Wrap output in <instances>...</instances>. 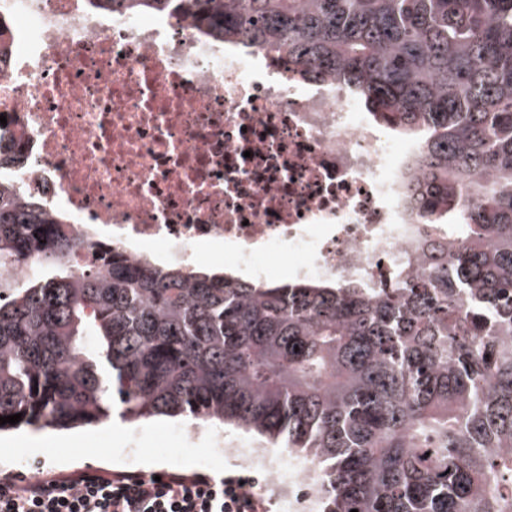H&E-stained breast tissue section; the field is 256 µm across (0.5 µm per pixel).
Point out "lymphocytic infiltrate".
<instances>
[{
	"label": "lymphocytic infiltrate",
	"instance_id": "f902f5d3",
	"mask_svg": "<svg viewBox=\"0 0 512 512\" xmlns=\"http://www.w3.org/2000/svg\"><path fill=\"white\" fill-rule=\"evenodd\" d=\"M0 512H269V502L229 476L83 471L1 478Z\"/></svg>",
	"mask_w": 512,
	"mask_h": 512
}]
</instances>
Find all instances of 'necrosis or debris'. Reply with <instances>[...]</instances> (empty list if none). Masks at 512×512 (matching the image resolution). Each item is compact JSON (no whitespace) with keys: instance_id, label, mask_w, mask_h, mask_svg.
I'll use <instances>...</instances> for the list:
<instances>
[{"instance_id":"necrosis-or-debris-1","label":"necrosis or debris","mask_w":512,"mask_h":512,"mask_svg":"<svg viewBox=\"0 0 512 512\" xmlns=\"http://www.w3.org/2000/svg\"><path fill=\"white\" fill-rule=\"evenodd\" d=\"M15 40L0 61V112L25 162L0 179L64 213L90 251L185 267L219 257L268 283L417 274L448 230L409 217L398 185L413 146L371 124L333 80L288 78L165 15L91 12L84 0H0ZM268 485L317 470L283 453Z\"/></svg>"}]
</instances>
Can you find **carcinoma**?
Segmentation results:
<instances>
[{"instance_id":"obj_1","label":"carcinoma","mask_w":512,"mask_h":512,"mask_svg":"<svg viewBox=\"0 0 512 512\" xmlns=\"http://www.w3.org/2000/svg\"><path fill=\"white\" fill-rule=\"evenodd\" d=\"M87 2L346 84L415 144L418 218L452 232L385 290L260 285L81 264L66 217L0 181V431L189 414L305 454L322 512H512V0Z\"/></svg>"}]
</instances>
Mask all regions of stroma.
Here are the masks:
<instances>
[{"instance_id":"obj_1","label":"stroma","mask_w":512,"mask_h":512,"mask_svg":"<svg viewBox=\"0 0 512 512\" xmlns=\"http://www.w3.org/2000/svg\"><path fill=\"white\" fill-rule=\"evenodd\" d=\"M181 418L156 416L139 421H114L109 428L85 426L70 430L26 427L0 433V478L14 474L20 465L47 476H64L85 470L124 472H176L221 476L260 477L262 469L242 456L245 448H258L269 456L277 449L261 436L233 426L221 427L223 450L207 439L186 449Z\"/></svg>"}]
</instances>
